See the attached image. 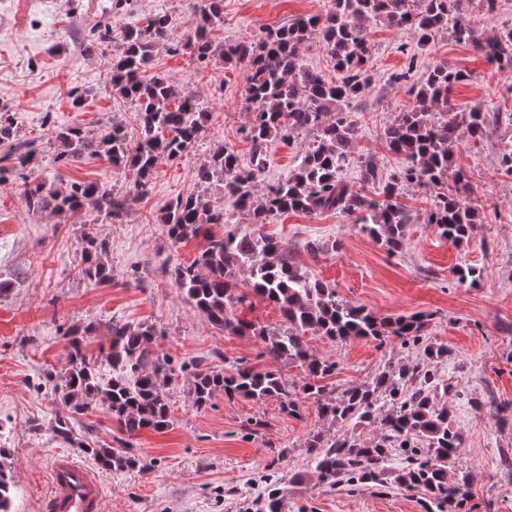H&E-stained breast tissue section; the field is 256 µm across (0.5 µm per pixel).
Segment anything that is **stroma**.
Returning a JSON list of instances; mask_svg holds the SVG:
<instances>
[{
  "mask_svg": "<svg viewBox=\"0 0 512 512\" xmlns=\"http://www.w3.org/2000/svg\"><path fill=\"white\" fill-rule=\"evenodd\" d=\"M200 2L131 0L118 7L113 0H0V113H17L18 139L42 147L43 161L29 171V179L97 180L122 190L133 185L132 172L115 171L104 158L88 155L55 163L44 121L76 125L92 137L117 118L137 134L133 107L104 89L108 54H87L85 37L92 27L107 23L113 42H120L125 27L161 10L171 14L183 34L194 24ZM329 7L330 0H224V20L215 26L213 38L224 44L255 38ZM460 9L480 37L512 27V0H496L491 7L486 0H460ZM370 39L372 81L352 102L349 114L357 128L353 155L372 158L385 179L401 166V156L390 150L384 133L398 113L414 104L410 85L388 79L408 55L417 57L418 80L437 64L467 72L468 80L451 95L457 109L500 115L486 134L464 138L451 149V166L467 175L473 188L469 202L481 223L468 244L453 245L434 225L421 221L433 188L415 187L400 198L413 221L402 250L393 255L352 220L330 212L289 213L258 231L286 249L301 272L334 288L340 299L379 316L432 312L425 333L451 351L440 366L450 384L440 403L464 439L454 466L473 476V512H512V470L502 464L503 455L512 454V418L497 422L488 408L492 402H512V173L500 166L502 154L512 151V73L444 32L423 47L414 32L377 24ZM154 67L175 84L195 88L210 118L204 137L189 154L158 163L147 195L121 222L76 224L35 214L19 195L0 192V447L8 450L15 480L14 512H41L56 453L89 463L75 443L55 437L61 403L51 388L38 386L37 378L65 369L67 331L89 324L95 332L85 348L97 358L103 379L115 377L100 358L115 321L154 327L152 349L167 355L178 371L168 385L172 426L132 438L142 467L104 472L103 512H252L271 471L282 480L283 512H424L418 493L394 485L380 492H348L320 482L304 442L310 432L333 433L339 426L322 417L313 400H303L297 418L283 413L277 401L231 399L221 392L205 408L193 407V373L180 371L183 363L202 359L220 366L244 360L280 371L295 383L304 374L262 356L258 338L210 325L178 293L163 265L191 263L201 242L171 245L164 227L153 221L171 198L193 190L197 163L217 144L233 145L240 164L249 165L251 144L244 129L250 114L243 95L248 71L239 64L203 69L191 55L164 47L156 49ZM75 89L86 94L78 108L70 98ZM314 140V133L306 132L288 142L274 141L263 184L285 180ZM90 232L107 245L110 281L105 285L74 268ZM314 243L323 245V253L310 252ZM464 264L479 271L477 287L458 284L455 271ZM306 341L318 358L336 362L332 382L342 388L413 356L396 337L382 345L360 338L335 343L312 334ZM475 397L480 405H472Z\"/></svg>",
  "mask_w": 512,
  "mask_h": 512,
  "instance_id": "stroma-1",
  "label": "stroma"
}]
</instances>
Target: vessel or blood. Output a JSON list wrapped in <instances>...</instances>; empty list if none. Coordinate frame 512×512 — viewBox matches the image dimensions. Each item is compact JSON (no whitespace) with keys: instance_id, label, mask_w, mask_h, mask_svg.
<instances>
[{"instance_id":"b4317fda","label":"vessel or blood","mask_w":512,"mask_h":512,"mask_svg":"<svg viewBox=\"0 0 512 512\" xmlns=\"http://www.w3.org/2000/svg\"><path fill=\"white\" fill-rule=\"evenodd\" d=\"M103 482L94 469L71 455L56 453L42 496L44 512H102Z\"/></svg>"}]
</instances>
